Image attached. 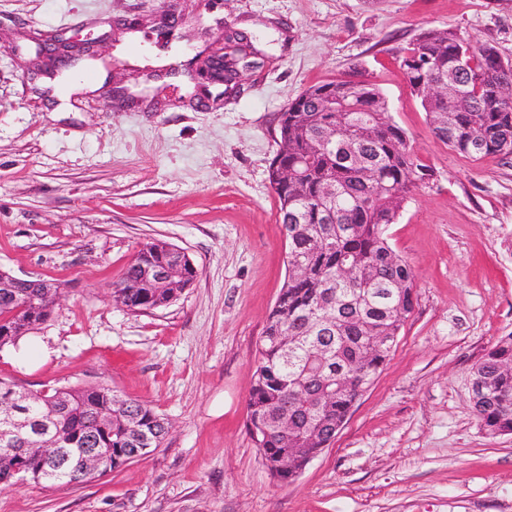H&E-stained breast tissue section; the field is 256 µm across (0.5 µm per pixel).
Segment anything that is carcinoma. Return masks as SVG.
<instances>
[{
    "label": "carcinoma",
    "mask_w": 512,
    "mask_h": 512,
    "mask_svg": "<svg viewBox=\"0 0 512 512\" xmlns=\"http://www.w3.org/2000/svg\"><path fill=\"white\" fill-rule=\"evenodd\" d=\"M472 44L471 65L454 63L462 43ZM250 37L224 34V85H232L247 57ZM400 66L410 90L455 71L468 103L457 111L446 99L422 103L431 132L445 146L478 161L510 156L512 100L495 94L512 85L496 48L476 44L457 29H427L400 50ZM308 87L278 115L279 150L272 160L300 177L275 191L278 222L288 263L306 265L288 273L269 312L259 341V358L248 399V431L269 473L289 480L281 459L322 452L353 405V395L336 393V379L366 388L393 349L378 336H397L411 315L416 291L410 266L392 250L387 226L397 222L412 190L432 177L419 163L406 132L384 111L386 97L364 81ZM336 130L332 142L326 132ZM335 193L326 196L325 186ZM175 245L156 239L143 244L120 279L112 300L133 313L175 302L198 277L190 260L162 279L152 268L171 266ZM352 267L354 274L344 276ZM54 288H0V350L15 346L42 325L55 307ZM512 334L502 337L472 367L486 395L474 412L490 435L512 431ZM35 418L54 413L52 429L61 447L88 445L111 454V470L159 448L169 424L149 404L121 398L108 387H50L30 391ZM288 418V431L280 422ZM16 456L0 444V482L13 481ZM27 481L45 484L43 467L24 458Z\"/></svg>",
    "instance_id": "1"
}]
</instances>
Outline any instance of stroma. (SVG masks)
Returning <instances> with one entry per match:
<instances>
[{
	"mask_svg": "<svg viewBox=\"0 0 512 512\" xmlns=\"http://www.w3.org/2000/svg\"><path fill=\"white\" fill-rule=\"evenodd\" d=\"M228 26L253 45L235 92L186 68L221 54ZM431 28L512 61V0H0V269L64 285L48 320L0 350V378L107 386L170 425L106 476L0 487V512H512V433L489 435L469 391L473 364L512 333V156L474 162L433 137L397 59ZM50 34L93 39L76 68L104 77L51 70L37 56ZM356 75L434 171L386 230L417 302L331 445L281 482L247 430L286 276L277 116ZM154 239L198 276L133 313L112 284Z\"/></svg>",
	"mask_w": 512,
	"mask_h": 512,
	"instance_id": "35a3bbf8",
	"label": "stroma"
}]
</instances>
